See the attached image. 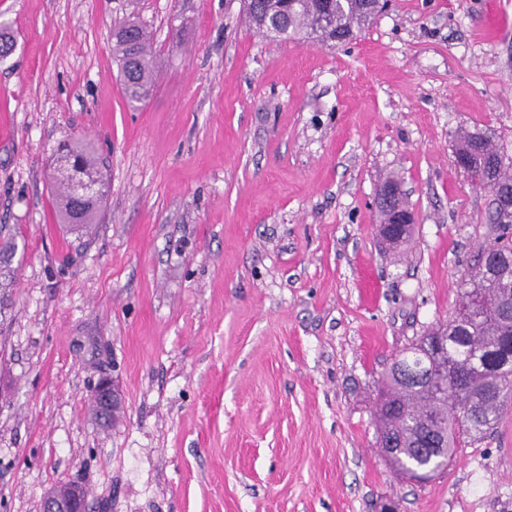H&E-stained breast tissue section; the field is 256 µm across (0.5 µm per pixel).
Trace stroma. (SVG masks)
Instances as JSON below:
<instances>
[{
  "label": "stroma",
  "instance_id": "35a3bbf8",
  "mask_svg": "<svg viewBox=\"0 0 512 512\" xmlns=\"http://www.w3.org/2000/svg\"><path fill=\"white\" fill-rule=\"evenodd\" d=\"M134 10L161 62L136 109L112 54ZM0 25V512L68 482L89 512H512V399L423 484L373 417L490 237L453 157L476 126L512 157V0H391L345 45L270 41L243 0H0ZM73 139L108 182L83 235L49 181ZM390 178L415 215L395 251ZM403 191L399 185H389L382 187L378 197L376 199V206L380 212L385 213L382 224L377 226V230L382 231L380 238L388 244L392 245L397 241V248L408 242V231L412 225L415 224V220L411 211H404V207L401 205ZM89 397L99 408L100 420L107 422L109 412L117 397L116 389L110 379H102L91 390Z\"/></svg>",
  "mask_w": 512,
  "mask_h": 512
}]
</instances>
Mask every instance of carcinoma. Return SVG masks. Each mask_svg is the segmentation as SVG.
I'll return each instance as SVG.
<instances>
[{
    "label": "carcinoma",
    "instance_id": "1",
    "mask_svg": "<svg viewBox=\"0 0 512 512\" xmlns=\"http://www.w3.org/2000/svg\"><path fill=\"white\" fill-rule=\"evenodd\" d=\"M246 16L272 40L301 38L331 44L372 21L365 0H250ZM112 50L118 57L125 96L134 107L151 94L159 68L147 24L133 16L114 29ZM459 148L467 156L473 186L512 189V162L488 131L463 133ZM62 149L80 161L84 175L98 176L102 187H107L92 143L75 141ZM74 179L68 169L58 166L55 207L61 223L86 231L95 223L104 196L79 203L72 192ZM487 221L502 257L501 270L492 273L472 267L457 282L458 299L450 317L428 329L431 336L419 338L399 353L383 377L374 414L380 445L389 451L393 469L408 479L414 470L434 474L447 467L457 449L492 432L512 397V363L500 361L501 369L495 374L472 365V360L496 353L512 336V317L503 312L504 288L512 273V231L507 229L512 209L505 206L494 211ZM475 292L493 303L471 306ZM441 367L462 374L461 385L448 395L436 383H412L420 372Z\"/></svg>",
    "mask_w": 512,
    "mask_h": 512
}]
</instances>
